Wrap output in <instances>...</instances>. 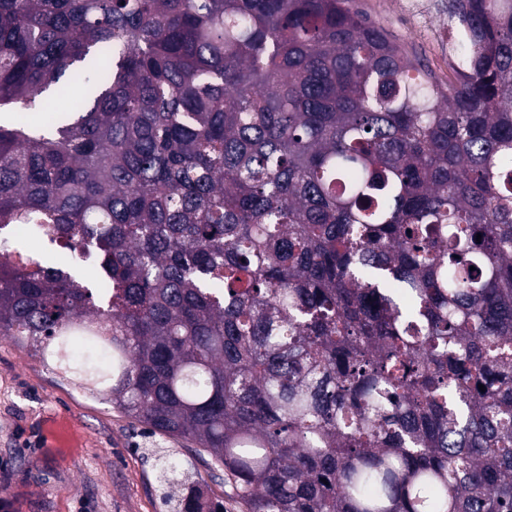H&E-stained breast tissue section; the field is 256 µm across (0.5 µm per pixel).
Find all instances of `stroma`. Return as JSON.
Segmentation results:
<instances>
[{
  "mask_svg": "<svg viewBox=\"0 0 512 512\" xmlns=\"http://www.w3.org/2000/svg\"><path fill=\"white\" fill-rule=\"evenodd\" d=\"M406 2L355 0L447 80L448 0ZM163 450L188 454L185 443L151 433L0 337V512H169L158 478ZM192 469L205 497L242 512L205 461Z\"/></svg>",
  "mask_w": 512,
  "mask_h": 512,
  "instance_id": "stroma-1",
  "label": "stroma"
}]
</instances>
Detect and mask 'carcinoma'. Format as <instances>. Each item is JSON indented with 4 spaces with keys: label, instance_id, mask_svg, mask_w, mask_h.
Returning <instances> with one entry per match:
<instances>
[{
    "label": "carcinoma",
    "instance_id": "cac0c4a2",
    "mask_svg": "<svg viewBox=\"0 0 512 512\" xmlns=\"http://www.w3.org/2000/svg\"><path fill=\"white\" fill-rule=\"evenodd\" d=\"M448 22L443 84L353 0H0V336L243 512H512V0ZM192 481L213 502L224 507V512H243L239 500L234 495L231 487L224 482V473H214L203 460H192ZM219 474L220 477L215 476Z\"/></svg>",
    "mask_w": 512,
    "mask_h": 512
}]
</instances>
